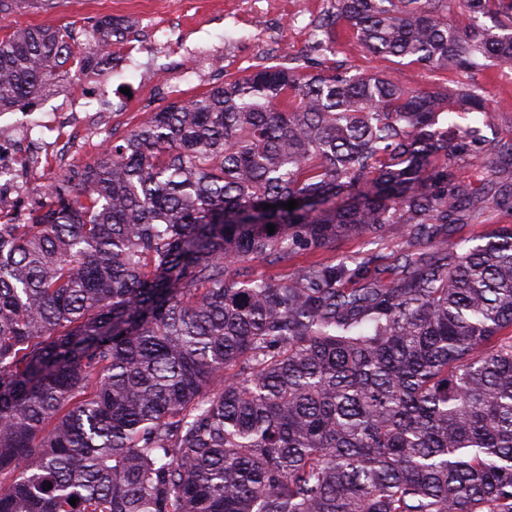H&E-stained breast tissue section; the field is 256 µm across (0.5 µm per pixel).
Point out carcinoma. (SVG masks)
Returning a JSON list of instances; mask_svg holds the SVG:
<instances>
[{"instance_id":"obj_1","label":"carcinoma","mask_w":512,"mask_h":512,"mask_svg":"<svg viewBox=\"0 0 512 512\" xmlns=\"http://www.w3.org/2000/svg\"><path fill=\"white\" fill-rule=\"evenodd\" d=\"M342 23L432 71L512 61V0H329L317 50ZM126 30L1 39L0 110ZM452 112H487L483 89L264 65L4 220L0 512H512V224L448 238L512 214V143ZM394 224L388 281L374 255L250 272ZM498 224H512V215H507L496 209H489L478 220V224L453 225V235L457 238L480 239L494 230Z\"/></svg>"}]
</instances>
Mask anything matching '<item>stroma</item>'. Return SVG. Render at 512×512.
Masks as SVG:
<instances>
[{"label": "stroma", "mask_w": 512, "mask_h": 512, "mask_svg": "<svg viewBox=\"0 0 512 512\" xmlns=\"http://www.w3.org/2000/svg\"><path fill=\"white\" fill-rule=\"evenodd\" d=\"M155 10L160 15L178 17L185 31L193 32L197 42L212 50L224 45L228 31L219 16L224 12V0H10V8L0 13V37L14 30L46 25L74 24L77 44H84L93 24L103 17L124 19L131 28L128 43L119 49V56H134L145 68L152 60L143 45L139 22L144 12ZM322 60L328 68H348L352 72L387 69L407 88L424 89L442 82L473 81L485 87L489 95L486 114H462L456 121L460 125L487 122L486 134L495 140H512V64L500 63L476 75L454 69L433 73L408 61H381L373 57L356 39L347 26H340L330 49ZM83 72L62 68L57 78L42 89L33 105L37 112L62 111L68 99L84 93ZM104 100L123 102V110L112 119V138L121 140L130 130L146 121L151 113L167 106L169 100L154 86L143 84L141 71H128L108 80L102 88ZM405 248L398 229L392 228L380 237L351 236L337 242L335 247L306 251L291 258L283 266H269L256 262L251 273L256 277L284 276L298 267L315 260L333 264L343 260L375 253L383 265H391Z\"/></svg>", "instance_id": "obj_1"}]
</instances>
